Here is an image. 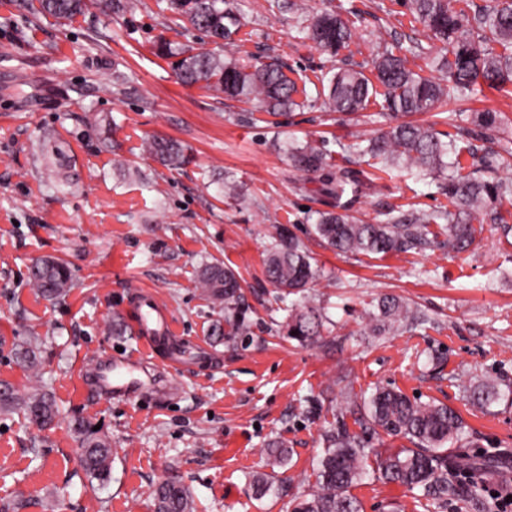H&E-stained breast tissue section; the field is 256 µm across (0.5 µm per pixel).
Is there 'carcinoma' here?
I'll return each mask as SVG.
<instances>
[{"mask_svg":"<svg viewBox=\"0 0 512 512\" xmlns=\"http://www.w3.org/2000/svg\"><path fill=\"white\" fill-rule=\"evenodd\" d=\"M455 0H405L414 19L426 27L448 51L444 65L448 67V83L442 84L409 67V58L423 54L424 47L414 42L397 51L385 49L372 59L373 77L353 67H339L323 86V103L333 112L353 114L365 110L371 100L382 98L389 115L403 121L368 140L359 137L343 146V150L369 156L371 166L385 172L409 168L420 175H430L445 168L453 169L440 186L448 196L450 208L406 216L389 211L380 224H360L349 214L342 201L346 191H357L366 177L363 170L338 168L326 171V155L308 143L288 144V157L294 168L321 174L323 192L336 199L334 209L318 213L314 234L340 253L386 255L420 252L434 238L444 235L448 248L456 253L470 250L476 240L472 221L481 214L489 223L512 231L500 210L501 203L512 198V183L493 176L499 164L500 151L490 147L495 133L506 122L500 112L484 110L471 115L472 123L481 131V140L489 143L478 147L467 141L470 131L457 127L448 140L431 125L409 120L416 114L431 112L448 98L476 94L487 87L499 90L512 84V0H474L466 8L456 9ZM166 9L204 32L213 43H227L239 32L241 19L224 7V0H165ZM92 5L90 0H36L32 10L42 16L72 22ZM299 24L315 47L333 56L346 48L353 36L354 22L338 12H322L312 17L303 15ZM156 55L175 59L174 66L185 85L204 84L237 99L255 100L271 116H282L300 106L296 100V82L276 63H241L224 59L214 50L198 51L184 44L159 37ZM147 151L167 166L184 164L188 157L175 140L153 137L146 142ZM467 152L473 170L461 173L460 157ZM266 276L277 288L301 292L318 276L304 245L288 228L281 227L265 262ZM204 291L217 303L224 304L227 323L235 335L249 329L242 285L236 274L221 264H208L200 271ZM30 282L38 295L48 301L63 299L69 292L71 274L67 266L55 259L36 262L30 271ZM420 311L393 296L378 301L377 311L369 313L368 326L379 335L393 328L414 329L423 324ZM325 317L321 309L307 303L288 316L287 336L300 343L313 342L321 336ZM17 362L34 370L39 365V346L32 341L14 344ZM505 397L500 384L486 380L470 390V404L483 413ZM19 412L30 422L45 427L58 415L51 394L37 389L20 396L8 384H0V413ZM354 423L390 436H400L411 444L389 454H379L365 447L350 433L345 421L322 434L323 456L312 490L290 501L291 512H362L351 489L365 475L370 457H375L379 478L387 483L418 490L420 497L434 504L448 501V494L459 491L473 500L474 512H486L477 499V490L469 483V475L483 470L486 457L472 455L457 467L443 451L446 444L468 439L469 432L460 413L435 403L409 398L399 389L378 387L369 396L345 393L342 416ZM81 442V465L90 480L104 483L112 471V446L108 437L92 430L84 420L71 424ZM269 461L274 466L287 465L290 449L280 441L269 443ZM155 512H196L194 498L187 487L176 481L159 483L153 493Z\"/></svg>","mask_w":512,"mask_h":512,"instance_id":"cac0c4a2","label":"carcinoma"}]
</instances>
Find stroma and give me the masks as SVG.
I'll return each instance as SVG.
<instances>
[{
  "label": "stroma",
  "mask_w": 512,
  "mask_h": 512,
  "mask_svg": "<svg viewBox=\"0 0 512 512\" xmlns=\"http://www.w3.org/2000/svg\"><path fill=\"white\" fill-rule=\"evenodd\" d=\"M159 0H136L114 15L92 6L70 23L34 14L27 0H0V383L18 394L54 397L60 414L46 428L18 414L0 415V506L20 512H153V490L172 479L189 487L197 512H290L292 495L315 483L322 434L342 407L340 377L355 392L389 386L457 410L472 444L451 449L461 462L474 451L512 466V400L492 412L469 404L465 389L484 379L512 387V238L487 226L457 254L443 243L420 253L339 254L312 233L325 196L318 175L296 170L292 141L324 145L330 167L367 169L343 152L355 135L391 124L380 105L352 116L330 113L309 90L299 108L272 117L254 103L202 85H181L154 53L159 37L212 49L201 32L160 11ZM242 26L223 53L278 62L297 81H313L340 63L370 69L374 55L416 41L427 52L415 64L444 83L446 71L431 33L414 22L403 0H227ZM355 10L354 36L338 57L316 49L297 30L308 12ZM440 111L470 126L473 111L512 117V87ZM62 142L70 182L41 157L44 136ZM181 142L187 163L172 170L144 143ZM234 179V196L224 193ZM445 176L402 169L369 178L353 198L363 221L391 209L431 211L447 205ZM302 240L318 278L276 301L265 259L279 227ZM67 264L72 287L50 302L35 293L28 270L38 259ZM220 263L235 271L250 307L249 336L216 342L224 312L202 290L200 270ZM153 293L169 309L181 340L202 345L183 361L166 352L144 358L139 378L162 373L165 398L101 393L88 368L118 355L135 357V332L117 335L132 295ZM393 295L422 310L412 332L366 334V310ZM320 306L327 322L319 342L286 338L290 310ZM38 339L41 363L30 371L11 355L18 340ZM112 441V477L90 483L80 466L74 418ZM293 448L289 465L270 466L266 448ZM273 486L256 497L253 473ZM362 512H439L369 472L352 489Z\"/></svg>",
  "instance_id": "obj_1"
}]
</instances>
